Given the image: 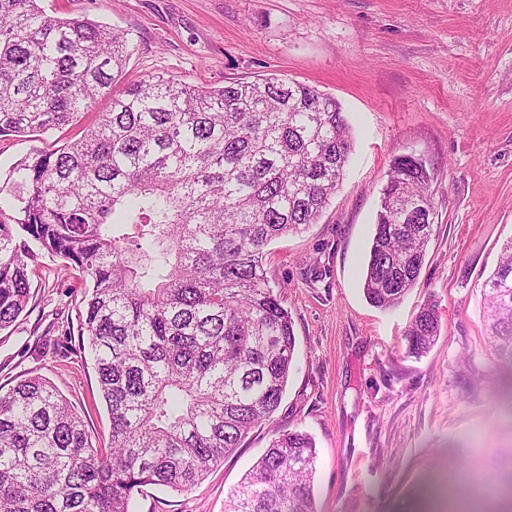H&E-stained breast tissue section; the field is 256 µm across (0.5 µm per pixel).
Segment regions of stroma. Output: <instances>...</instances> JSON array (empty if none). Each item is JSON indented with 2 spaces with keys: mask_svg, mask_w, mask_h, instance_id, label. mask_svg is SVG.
Here are the masks:
<instances>
[{
  "mask_svg": "<svg viewBox=\"0 0 512 512\" xmlns=\"http://www.w3.org/2000/svg\"><path fill=\"white\" fill-rule=\"evenodd\" d=\"M47 12L127 33L122 83L163 76L213 87L275 75L334 98L352 129L345 176L317 223L267 248L266 277L294 323L279 409L181 498L186 512L224 501L271 441L310 434L317 512H423L431 482L472 512H504L481 478L512 481V367L484 330L481 286L512 237V0H41ZM49 142L0 138V175ZM421 158L433 179L434 232L416 288L394 309L362 290L392 161ZM31 298L0 331V386L50 381L82 413L93 447L110 445L94 354L81 342L84 288L47 251ZM439 336L422 357L404 332L427 299Z\"/></svg>",
  "mask_w": 512,
  "mask_h": 512,
  "instance_id": "1",
  "label": "stroma"
}]
</instances>
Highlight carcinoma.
Returning <instances> with one entry per match:
<instances>
[{
	"label": "carcinoma",
	"mask_w": 512,
	"mask_h": 512,
	"mask_svg": "<svg viewBox=\"0 0 512 512\" xmlns=\"http://www.w3.org/2000/svg\"><path fill=\"white\" fill-rule=\"evenodd\" d=\"M128 37L39 0H0V137L41 138L110 110L60 147L28 155L0 198V330L30 299V247L87 285L82 335L95 354L111 446L46 379L0 391V512H129L146 486L179 494L279 408L292 318L264 276L267 246L313 224L352 150L335 99L277 76L192 88L151 77L116 91ZM432 175L396 157L363 271L366 299L393 308L416 287L433 231ZM490 339L512 365V238L482 286ZM436 302L405 333L420 356ZM317 452L283 432L225 500V512H317Z\"/></svg>",
	"instance_id": "1"
}]
</instances>
